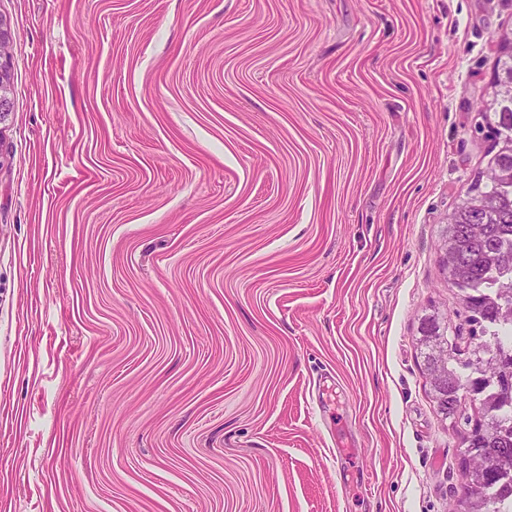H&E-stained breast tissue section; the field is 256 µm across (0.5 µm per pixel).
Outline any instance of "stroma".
<instances>
[{"label": "stroma", "instance_id": "1", "mask_svg": "<svg viewBox=\"0 0 512 512\" xmlns=\"http://www.w3.org/2000/svg\"><path fill=\"white\" fill-rule=\"evenodd\" d=\"M0 512H448L415 344L512 0H0ZM10 44L9 23L0 18V123L12 112V82L8 71Z\"/></svg>", "mask_w": 512, "mask_h": 512}]
</instances>
